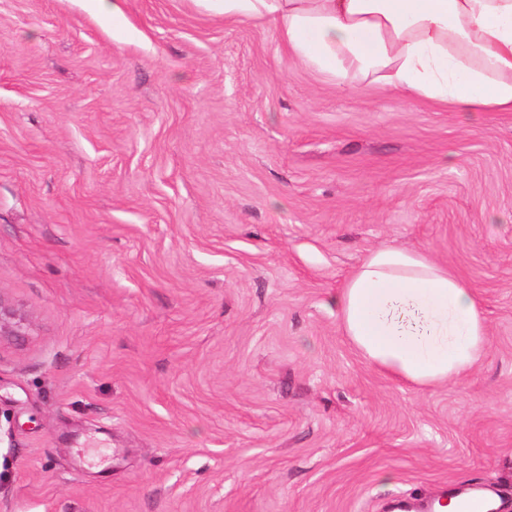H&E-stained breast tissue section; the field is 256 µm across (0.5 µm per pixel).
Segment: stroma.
<instances>
[{"instance_id":"stroma-1","label":"stroma","mask_w":512,"mask_h":512,"mask_svg":"<svg viewBox=\"0 0 512 512\" xmlns=\"http://www.w3.org/2000/svg\"><path fill=\"white\" fill-rule=\"evenodd\" d=\"M0 0V512H512V112L353 91L218 0ZM473 288L464 380L343 335L382 245ZM28 315L0 292V341L28 336Z\"/></svg>"}]
</instances>
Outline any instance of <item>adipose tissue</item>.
Instances as JSON below:
<instances>
[{"mask_svg": "<svg viewBox=\"0 0 512 512\" xmlns=\"http://www.w3.org/2000/svg\"><path fill=\"white\" fill-rule=\"evenodd\" d=\"M273 25L283 46L347 90L372 81L457 111L512 112V0H220ZM374 366L419 386L452 382L487 348L481 303L428 254L371 251L335 298Z\"/></svg>", "mask_w": 512, "mask_h": 512, "instance_id": "obj_1", "label": "adipose tissue"}]
</instances>
